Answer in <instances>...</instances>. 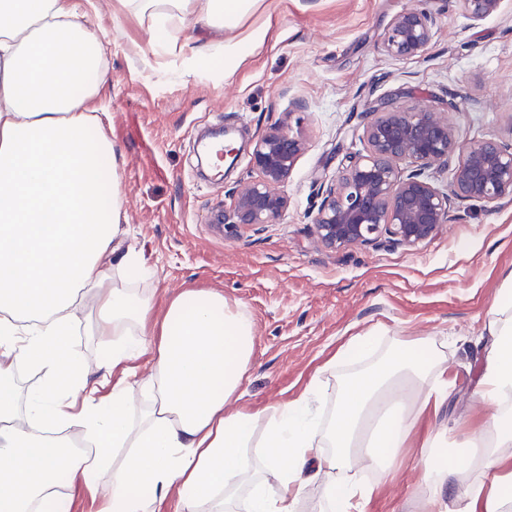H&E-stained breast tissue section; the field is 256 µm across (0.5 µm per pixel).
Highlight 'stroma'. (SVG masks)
<instances>
[{"instance_id": "stroma-1", "label": "stroma", "mask_w": 512, "mask_h": 512, "mask_svg": "<svg viewBox=\"0 0 512 512\" xmlns=\"http://www.w3.org/2000/svg\"><path fill=\"white\" fill-rule=\"evenodd\" d=\"M422 8L436 19L424 53L394 59L380 49L394 15ZM92 20L112 39L111 80L97 105L120 158L124 238L150 270L144 286L156 311L184 288H213L243 305L254 323V353L243 406L257 411L298 397L319 379L333 405L354 365L326 362L351 336H433L443 345L453 396L426 411L400 448L367 512H414L421 441L430 428L463 438L489 416L473 395L485 340L483 316L512 271V202H463L415 248L318 245L312 223L319 187L362 151L372 102L420 104L454 123L462 138L512 142V0L473 24L457 0H258L225 39L257 28L265 40L222 76L183 77L181 43H159L151 20L121 0H94ZM307 103L295 111L296 100ZM292 113L307 150L282 190L277 223L217 233L208 222L234 188L256 176L240 154L223 177H197L198 137L230 125L254 139Z\"/></svg>"}]
</instances>
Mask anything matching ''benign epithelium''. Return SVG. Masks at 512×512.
<instances>
[{"label": "benign epithelium", "instance_id": "obj_1", "mask_svg": "<svg viewBox=\"0 0 512 512\" xmlns=\"http://www.w3.org/2000/svg\"><path fill=\"white\" fill-rule=\"evenodd\" d=\"M478 24L496 13L500 0H459ZM433 36V19L423 11L400 13L384 31L381 47L395 59L418 56ZM291 115L250 144L257 179L241 185L230 207L212 223L227 226L275 224L290 201L281 186L291 176L307 143L290 127ZM364 152L347 158L327 187L313 218L319 242L331 249L351 244L415 247L448 223L456 202L512 200V144L495 138L462 142L448 122L424 109L376 102L363 126ZM456 160L444 191L425 171Z\"/></svg>", "mask_w": 512, "mask_h": 512}]
</instances>
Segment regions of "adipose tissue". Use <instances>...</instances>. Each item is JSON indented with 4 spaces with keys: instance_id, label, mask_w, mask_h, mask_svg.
I'll use <instances>...</instances> for the list:
<instances>
[{
    "instance_id": "obj_1",
    "label": "adipose tissue",
    "mask_w": 512,
    "mask_h": 512,
    "mask_svg": "<svg viewBox=\"0 0 512 512\" xmlns=\"http://www.w3.org/2000/svg\"><path fill=\"white\" fill-rule=\"evenodd\" d=\"M256 0H122L150 14L156 37L237 24ZM92 0H0V512H299L317 483L319 512H365L376 490L354 471L363 454L390 474L424 410L450 392L438 341H396L373 359L355 335L329 367L369 359L346 377L331 415L318 382L259 411L241 406L254 326L222 292L190 288L160 320L139 284L149 275L122 244L123 200L109 183L117 156L94 105L108 82L109 40ZM186 46V72L214 58L232 67L249 43ZM92 307L95 315L80 319ZM488 344L477 398L491 405L464 440L428 432L416 512H512V272L485 312ZM100 339L95 363L71 348ZM152 353V373L135 361ZM30 366L39 384L18 397ZM143 400L140 417L131 414ZM78 427L90 449L74 452Z\"/></svg>"
}]
</instances>
